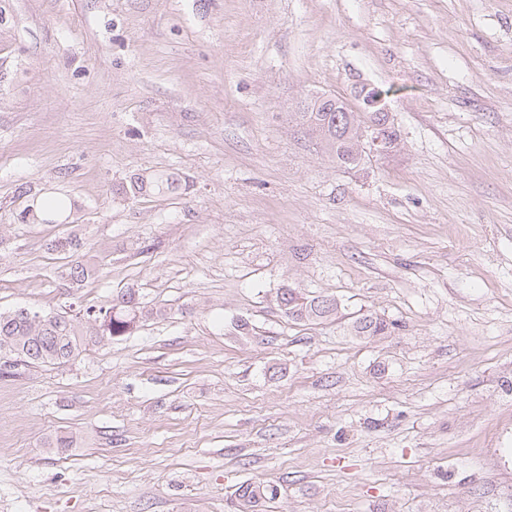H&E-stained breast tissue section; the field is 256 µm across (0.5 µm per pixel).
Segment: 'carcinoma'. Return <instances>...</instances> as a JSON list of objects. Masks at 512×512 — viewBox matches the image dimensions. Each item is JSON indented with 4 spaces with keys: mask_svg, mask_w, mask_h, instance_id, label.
Masks as SVG:
<instances>
[{
    "mask_svg": "<svg viewBox=\"0 0 512 512\" xmlns=\"http://www.w3.org/2000/svg\"><path fill=\"white\" fill-rule=\"evenodd\" d=\"M336 98L320 103L312 102L306 112H290L296 124L306 128L315 137L324 151L336 159V164L356 167L360 163L357 155L351 152L352 136L349 125L378 121L388 125L390 136H395L394 121L388 112H338ZM187 180L170 174L137 175L129 182L118 186L119 193L137 198L161 192L187 190ZM72 205L61 196L43 197L27 205L21 215L22 221L28 217L38 224H67L71 217ZM80 242L76 238H64L50 243V249L72 256L62 277L69 284L80 287L99 277L102 261L94 258L78 257ZM282 300L288 305L305 309L306 320L316 321L338 313L336 303L329 299L303 298L292 290L282 293ZM154 314L136 298V292L128 289L112 298L105 306L85 313L44 312V322L36 326L26 324L18 312L0 313V350L6 349L13 355L10 367L58 365L70 361L83 352V347L98 338H115L131 335L138 324ZM386 329V322L380 317L365 315L356 321L355 332L362 336H374ZM277 497L274 485L246 483L238 487L236 499L239 512H255V508L271 503Z\"/></svg>",
    "mask_w": 512,
    "mask_h": 512,
    "instance_id": "carcinoma-1",
    "label": "carcinoma"
}]
</instances>
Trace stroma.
<instances>
[{
    "label": "stroma",
    "mask_w": 512,
    "mask_h": 512,
    "mask_svg": "<svg viewBox=\"0 0 512 512\" xmlns=\"http://www.w3.org/2000/svg\"><path fill=\"white\" fill-rule=\"evenodd\" d=\"M362 84L398 143L348 169L288 115ZM129 288L167 316L0 373V512H512V0H0V312ZM189 185L186 178L178 174H159V175H140L134 176L129 183H122L116 189L117 193L137 198L143 195H149L161 192H177L187 190ZM119 191V192H118ZM37 210L41 213H45L43 218L37 215ZM72 212V204L61 196L53 195L43 197L39 200L33 198L32 204L26 206L25 210L21 215L23 222L27 223L28 216L32 214L33 220L37 224H69ZM49 249L52 251L62 252L63 254H70L68 257L71 258L76 255L75 259L70 260L66 265L67 267L62 272V277L69 281L72 287L76 286L79 288L88 281L95 280L99 277V273L102 269V261L94 258L85 259L84 256L80 258L78 250L80 248V242L76 237L64 238L52 241ZM286 302V305H288V308L283 310L284 314L293 320H297L293 318L289 314V310H291V314H293L294 317L300 318L301 313L302 316L305 315L306 312V321H316L321 320L323 318L331 317L332 315H336L338 313V310H336V307L339 309V303L335 301L334 299H327L322 297H314L312 299L303 298L301 296H298L294 291L291 289H288L287 291L283 292L279 296V303L282 305V301ZM332 302L330 305L327 303ZM290 304H293L291 307H289ZM300 309H298V308ZM305 308V311L301 309ZM302 311V312H301ZM298 321V320H297ZM235 493L240 512H255L256 507L265 506L275 500L277 488L270 484L246 483L240 485Z\"/></svg>",
    "instance_id": "35a3bbf8"
}]
</instances>
